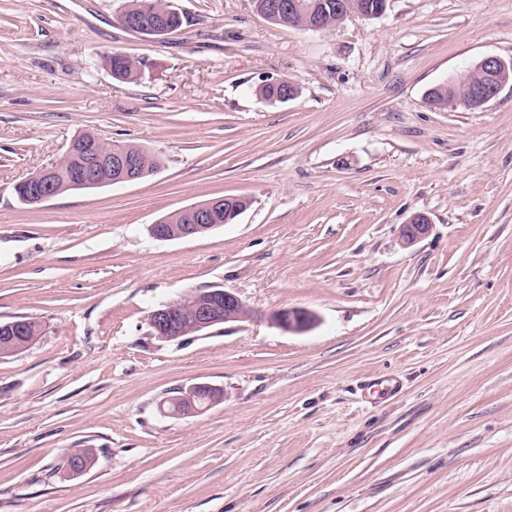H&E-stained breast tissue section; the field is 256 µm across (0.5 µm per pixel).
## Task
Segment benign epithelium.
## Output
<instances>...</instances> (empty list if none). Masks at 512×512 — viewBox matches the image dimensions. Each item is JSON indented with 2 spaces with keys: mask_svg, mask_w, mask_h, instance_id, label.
Listing matches in <instances>:
<instances>
[{
  "mask_svg": "<svg viewBox=\"0 0 512 512\" xmlns=\"http://www.w3.org/2000/svg\"><path fill=\"white\" fill-rule=\"evenodd\" d=\"M384 6H368L364 10H353L348 7L347 0L336 3L337 21L342 22L349 17L357 16L371 19L380 16ZM120 25L130 31L162 37L169 32L165 14L146 9L141 15L124 16ZM469 70H477L482 82L474 85L462 102L471 107L479 108L496 97L501 89L509 84L512 76V60L506 61L495 55L484 56L474 63ZM106 139L92 135L84 139L77 138L68 146L65 155L83 153L92 157L89 163H82L70 170L69 185L74 188L99 187L107 184L132 182L144 176L141 167V155L150 154L148 150L141 153L106 152L101 145ZM59 165L39 170L30 177V181H21L15 185L19 199L27 206L35 208L55 198V180ZM107 169L116 173L112 179L103 178ZM237 197H220L185 208L189 223L168 224L161 218L150 226V234L158 240H173L203 234L220 226V218L224 209L236 214L241 209L236 207ZM432 228L429 219L423 214L413 215L402 225L400 234L402 242L409 246L426 237ZM253 317L251 309L233 292L224 289L198 291L191 296L167 302L154 310L150 316V326L155 335L165 341H175L188 334L200 333L214 326L237 322ZM271 321L287 332L301 333L315 326L317 317L303 308H283L270 316ZM208 390L212 406L223 398L222 392L205 383H192L179 389V394L167 398L176 405L174 415L197 414L204 408L196 405L199 392Z\"/></svg>",
  "mask_w": 512,
  "mask_h": 512,
  "instance_id": "obj_1",
  "label": "benign epithelium"
}]
</instances>
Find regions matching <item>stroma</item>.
<instances>
[{
	"mask_svg": "<svg viewBox=\"0 0 512 512\" xmlns=\"http://www.w3.org/2000/svg\"><path fill=\"white\" fill-rule=\"evenodd\" d=\"M123 2L0 0V322L44 327L0 358V512H512V87L425 99L512 59V0H388L324 31L169 0L162 38L120 26ZM276 78L294 99L260 96ZM84 132L163 165L21 205ZM223 196L249 202L233 223L150 235ZM213 287L253 318L152 335V310ZM286 307L316 325L278 328ZM197 382L223 401L161 411ZM136 60L126 55L113 54L107 65L112 70V77L119 81L133 79L137 75ZM479 71L482 82L473 85L470 93H466L461 100L470 108H479L496 97L501 89L509 83L512 75V60L506 61L495 55L484 56L469 67L466 71ZM432 228L429 219L423 214H414L407 224H403L400 234L402 242L409 246L426 237ZM271 321L287 332L301 333L315 326L317 317L303 308H283L270 316ZM178 390L180 394L168 397L162 403V410L164 412L174 415L197 414L208 409L223 398V394L219 388H215L205 383H192L188 386L179 388ZM202 390H209L211 393V400L204 407L196 405L197 396ZM167 402L173 403V407L174 404H176V409L166 411L164 406Z\"/></svg>",
	"mask_w": 512,
	"mask_h": 512,
	"instance_id": "35a3bbf8",
	"label": "stroma"
}]
</instances>
